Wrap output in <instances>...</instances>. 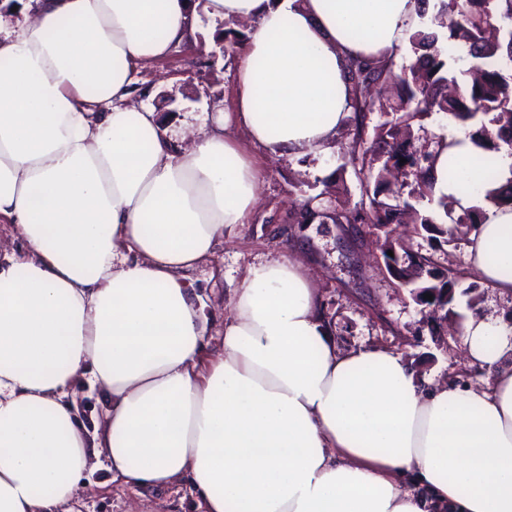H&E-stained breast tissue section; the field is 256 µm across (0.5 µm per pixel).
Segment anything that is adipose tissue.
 Masks as SVG:
<instances>
[{
    "instance_id": "ef3b65f1",
    "label": "adipose tissue",
    "mask_w": 512,
    "mask_h": 512,
    "mask_svg": "<svg viewBox=\"0 0 512 512\" xmlns=\"http://www.w3.org/2000/svg\"><path fill=\"white\" fill-rule=\"evenodd\" d=\"M251 23L233 111L173 141L133 102L139 67L196 14ZM413 0H35L0 37V512H76L94 449L140 487L190 479L206 512H512V330L462 325V388L377 346L342 351L292 255L229 291L222 349L184 274L236 234L261 171L324 150L346 107L343 60L390 52ZM469 140L438 193L478 203ZM457 176L449 178L448 165ZM468 266L512 296V208L489 207ZM110 400L86 435L69 390Z\"/></svg>"
}]
</instances>
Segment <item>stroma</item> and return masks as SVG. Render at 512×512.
Masks as SVG:
<instances>
[{
	"mask_svg": "<svg viewBox=\"0 0 512 512\" xmlns=\"http://www.w3.org/2000/svg\"><path fill=\"white\" fill-rule=\"evenodd\" d=\"M230 27V22L198 16L186 42L137 72L141 105L158 112L169 134L178 133L182 119L197 123L216 108L233 111L237 92L233 60L224 55L221 40ZM233 136L260 168L262 183L258 204L237 237L188 274L209 320L206 356L215 357L219 351L230 282L242 280L251 264L289 248L313 281L322 310L334 321L341 348L376 344L402 354L420 376L451 379L464 387L475 384L482 370L463 364L456 318L472 310L503 318L506 299L484 285L475 308H468L466 296L460 294L455 318H423L409 291L395 287L385 270L383 232L377 225L288 221L289 210L304 197L322 192L328 181L344 180L350 199L358 200V179L345 168L337 144L289 160L267 155L244 130H235ZM70 397L87 433L103 428L106 400L88 379L75 382ZM80 501V512H201L188 481L142 488L113 479L103 457L84 472Z\"/></svg>",
	"mask_w": 512,
	"mask_h": 512,
	"instance_id": "35a3bbf8",
	"label": "stroma"
}]
</instances>
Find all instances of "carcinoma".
Instances as JSON below:
<instances>
[{"label":"carcinoma","mask_w":512,"mask_h":512,"mask_svg":"<svg viewBox=\"0 0 512 512\" xmlns=\"http://www.w3.org/2000/svg\"><path fill=\"white\" fill-rule=\"evenodd\" d=\"M416 14L423 18L429 8L431 26L419 24L407 41L414 55L408 65L397 66L395 56L371 60L350 56L344 63L348 115L354 136L341 146L349 157L360 183V199L340 204L327 190L300 202L289 214L293 224H311L317 218L334 224H376L385 229L382 257L384 266L407 262L421 268L435 264L431 252L415 251L410 235L423 230L428 239L451 244L474 232L482 221L484 207L512 206V176L506 183L484 191L482 204L460 207L458 201L436 196L431 177L442 145L452 146L444 136L417 148L412 128H425L435 112L451 114L462 126H473V145L486 152L482 156L488 176H496L494 154H512V0H416ZM457 45L466 54V69L453 70L443 44ZM399 81L403 94L395 101L385 99L387 89ZM375 112L392 119L368 127ZM405 163H400L401 159ZM436 202V208L417 216L411 233L389 228L401 223V215L415 210L423 199ZM393 255H388V252ZM477 273L469 268L448 270V282L419 285L396 283L399 288L458 287L469 281L464 293L477 287Z\"/></svg>","instance_id":"carcinoma-1"}]
</instances>
